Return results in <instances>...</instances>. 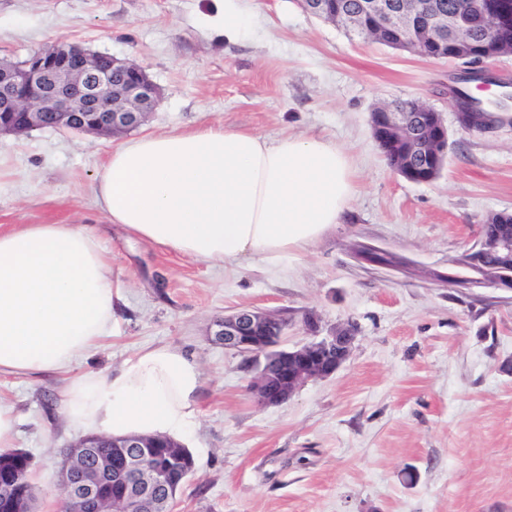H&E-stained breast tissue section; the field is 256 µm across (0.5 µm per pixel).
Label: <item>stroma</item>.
I'll return each mask as SVG.
<instances>
[{"mask_svg": "<svg viewBox=\"0 0 512 512\" xmlns=\"http://www.w3.org/2000/svg\"><path fill=\"white\" fill-rule=\"evenodd\" d=\"M252 34L230 43L215 0H0V59L59 40L144 67L161 96L131 135L35 129L0 135V225L84 224L128 288L112 336L73 373L106 374L170 345L203 371L197 426L179 441L195 471L174 512H512V290L434 280L512 210V121L459 127L448 86L457 60L421 58L306 13L298 0H242ZM419 99L449 132L440 177L413 183L374 140L375 107ZM268 138L323 137L344 148L357 192L344 221L268 270L261 259L190 261L108 223L95 176L129 137L202 126ZM398 266L360 260L361 248ZM243 309L287 316V347L353 326L344 365L264 406L244 355L212 336ZM62 375L0 376L29 453L38 512H58L62 452L83 433L60 414Z\"/></svg>", "mask_w": 512, "mask_h": 512, "instance_id": "1", "label": "stroma"}]
</instances>
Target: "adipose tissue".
Here are the masks:
<instances>
[{
	"instance_id": "1",
	"label": "adipose tissue",
	"mask_w": 512,
	"mask_h": 512,
	"mask_svg": "<svg viewBox=\"0 0 512 512\" xmlns=\"http://www.w3.org/2000/svg\"><path fill=\"white\" fill-rule=\"evenodd\" d=\"M355 192L349 156L323 138L221 126L128 141L95 183L107 220L144 243L201 262L257 256L273 270L342 223ZM123 288L86 225L0 229V375L60 372L100 348ZM201 385L193 357L157 346L73 378L62 409L115 438L181 434L198 417Z\"/></svg>"
}]
</instances>
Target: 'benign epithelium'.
I'll return each instance as SVG.
<instances>
[{
	"instance_id": "7a95c632",
	"label": "benign epithelium",
	"mask_w": 512,
	"mask_h": 512,
	"mask_svg": "<svg viewBox=\"0 0 512 512\" xmlns=\"http://www.w3.org/2000/svg\"><path fill=\"white\" fill-rule=\"evenodd\" d=\"M305 11L331 23H352L363 16L370 24L352 35L373 39L375 28L390 31L412 53L427 57L429 50H444V34L453 29L454 48L464 52L475 40L485 44H507V14L494 0H465L454 14L437 9L433 0H361L352 10L336 9L332 0H301ZM159 89L145 69L126 59L113 57L103 64L83 47L66 43L51 45L31 54L25 62L0 60V133H17L10 116L21 113L33 127L45 126L47 114L56 117V127L98 137H112L143 125ZM374 139L379 145L397 144L401 138L414 144L427 143L431 151L423 157L433 162L444 158L448 136H430L429 131L445 130L437 112L420 100L410 99L405 108L385 105L371 113ZM460 266L477 274L479 282L498 288H512V265H497L483 276L471 262ZM214 336L227 349L252 358L259 367L251 390L264 405H276L290 398L308 381L326 378L348 359L355 338L347 329L335 328L327 335L293 349L281 348L288 330V318L263 310H244L215 322ZM107 440L88 435L67 449V461L58 473L63 490L61 512H170L163 492L170 477L189 472L186 461L167 456L146 470L140 459L159 447L151 436L125 438L120 469L112 470L111 460L92 457L93 449ZM124 483V490L104 500L99 489L109 476ZM0 500L11 512H33L32 497L11 482L0 481Z\"/></svg>"
}]
</instances>
